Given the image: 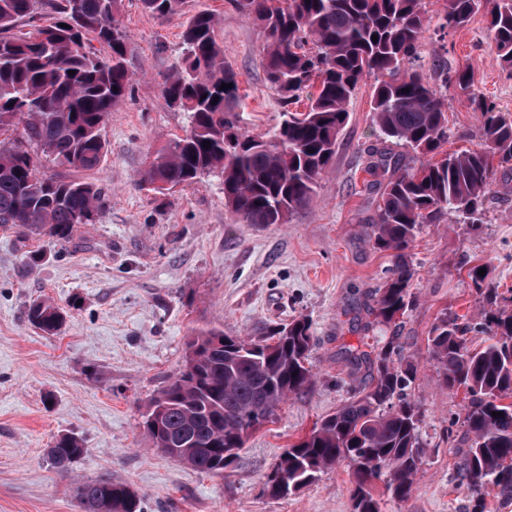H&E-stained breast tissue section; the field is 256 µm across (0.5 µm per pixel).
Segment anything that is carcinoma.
<instances>
[{"instance_id":"cac0c4a2","label":"carcinoma","mask_w":512,"mask_h":512,"mask_svg":"<svg viewBox=\"0 0 512 512\" xmlns=\"http://www.w3.org/2000/svg\"><path fill=\"white\" fill-rule=\"evenodd\" d=\"M145 12L164 18L185 0H140ZM122 0H0V226L27 237L69 242L81 224H92L108 205L96 184L42 175L37 148L53 162L92 171L105 156L102 130L122 103L133 75L128 38L120 21ZM258 23L265 40L263 65L270 87L287 104L307 90L303 112H286L266 136L236 125V72L215 39V15L194 14L182 34L184 52L160 83L167 107L189 120L184 135L169 140L141 174L139 184L164 194L203 176L217 175L225 205L245 224H284L306 206L330 165L364 77L381 80L373 91L374 120L386 137L430 156L419 169L393 174L373 222L374 243L394 251V262L376 289L372 313L399 327L411 303L412 270L404 250L424 224L449 212L464 224L481 221L495 172L512 169V118L474 91L473 75L457 69L445 81L480 113L486 148L447 150L448 117L425 75L411 67L427 22L424 0H234ZM487 10L498 56L512 70V0H448L446 23L456 29ZM27 21L31 30L17 26ZM378 40H372V36ZM106 49L97 53L92 42ZM75 74H69V71ZM229 85L226 90L222 84ZM211 143L209 148L203 142ZM468 277L486 302L480 326L488 343L466 347L468 326L443 314L428 337L443 384L470 396L464 416L469 448L460 477L473 494L491 482L512 497V296L486 287L473 267ZM28 320L44 333L61 331L66 313L54 303L33 302ZM255 342L219 329H202L189 344L185 369L152 401L143 428L153 447L201 473L216 474L238 457L248 436L271 421L315 373L311 324L297 318ZM414 368L376 356L370 383L310 434L286 448L263 483L273 498L311 484L317 474L345 461L356 482L352 512H382L373 481L386 478L392 498L405 499L421 471L419 419L407 397ZM499 416H493V413ZM85 452L64 435L49 449L63 473ZM75 498L86 512H144L143 496L110 478L76 481Z\"/></svg>"}]
</instances>
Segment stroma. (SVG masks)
Wrapping results in <instances>:
<instances>
[{"label": "stroma", "instance_id": "35a3bbf8", "mask_svg": "<svg viewBox=\"0 0 512 512\" xmlns=\"http://www.w3.org/2000/svg\"><path fill=\"white\" fill-rule=\"evenodd\" d=\"M424 3L428 24L416 67L445 103L448 147L483 149L480 114L445 75L469 69L476 92L512 112V73L497 56L484 14L445 30L446 0ZM202 9L215 14L216 39L238 75L240 130L271 132L287 109L266 81L263 32L233 0H187L166 19L145 12L140 0H123L120 20L137 77L105 124V157L82 174L43 163L47 174L98 185L112 197L109 208L64 245L0 227V512H80L73 480L108 477L144 495L147 512H352L354 482L343 464L284 498L263 494L261 484L290 444L369 381V364L352 366L347 350L373 357L392 341L415 368L409 393L424 465L410 495L385 499L383 510L471 512L474 502L457 476L469 445L462 424L468 396L442 384L428 336L445 309L480 320L471 267L489 266V283L502 293L512 289V170L497 169L481 223L462 224L450 213L423 226L406 251L412 304L401 327L376 323L373 294L392 257L375 246L371 224L390 175L373 177L365 167L376 151L404 170L427 160L380 134L371 112L376 76L351 99L313 199L287 223H240L214 175L165 195L139 186L155 153L188 126L184 113L165 105L160 81L182 55L187 18ZM40 299L66 311L59 335L30 324L28 307ZM299 317L312 323L316 377L224 472H198L152 447L143 417L183 370L197 330L261 340ZM63 435L85 448L66 474L47 454Z\"/></svg>", "mask_w": 512, "mask_h": 512}]
</instances>
